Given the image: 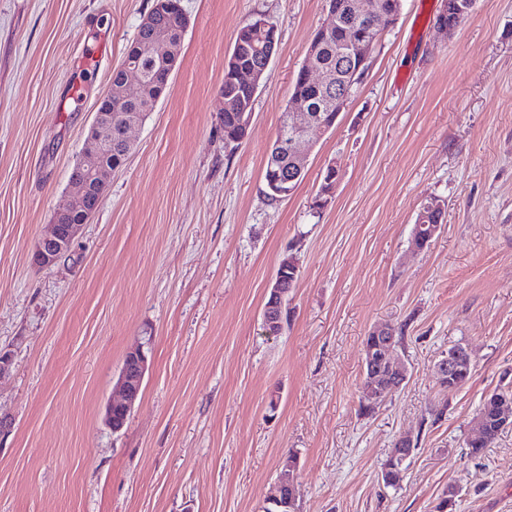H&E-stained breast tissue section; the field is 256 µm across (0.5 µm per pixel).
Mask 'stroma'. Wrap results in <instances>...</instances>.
I'll return each instance as SVG.
<instances>
[{
	"label": "stroma",
	"instance_id": "35a3bbf8",
	"mask_svg": "<svg viewBox=\"0 0 512 512\" xmlns=\"http://www.w3.org/2000/svg\"><path fill=\"white\" fill-rule=\"evenodd\" d=\"M152 4L0 0V512H263L291 454L298 512H434L452 487L455 512H512V427L465 455L482 398L512 369V0H476L445 36L442 0H403L280 201L264 160L330 21L324 0H181L189 26L168 95L132 130L71 254L37 268L35 244ZM259 17L278 46L246 138L228 143L224 63ZM85 48L98 52L90 74ZM432 200L445 222L420 250L415 219ZM289 255L290 321L269 337L266 291ZM384 323L404 336L408 378L367 416L364 342ZM140 343L149 370L115 433L106 405ZM458 345L472 377L445 392L436 365ZM403 433L419 445L387 487L380 465Z\"/></svg>",
	"mask_w": 512,
	"mask_h": 512
}]
</instances>
